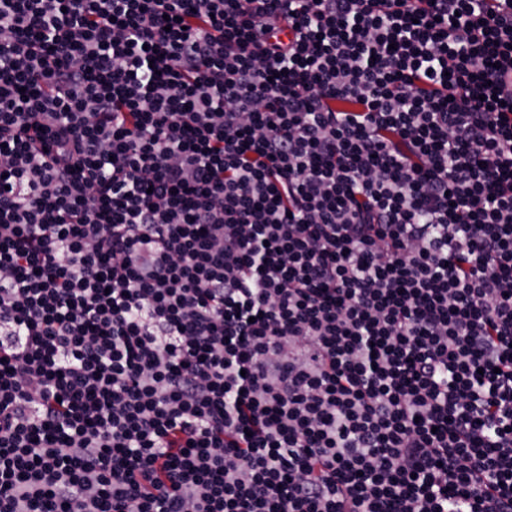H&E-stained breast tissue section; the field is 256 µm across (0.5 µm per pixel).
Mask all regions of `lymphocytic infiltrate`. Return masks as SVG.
<instances>
[{
	"instance_id": "f902f5d3",
	"label": "lymphocytic infiltrate",
	"mask_w": 512,
	"mask_h": 512,
	"mask_svg": "<svg viewBox=\"0 0 512 512\" xmlns=\"http://www.w3.org/2000/svg\"><path fill=\"white\" fill-rule=\"evenodd\" d=\"M0 512H512V0H0Z\"/></svg>"
}]
</instances>
